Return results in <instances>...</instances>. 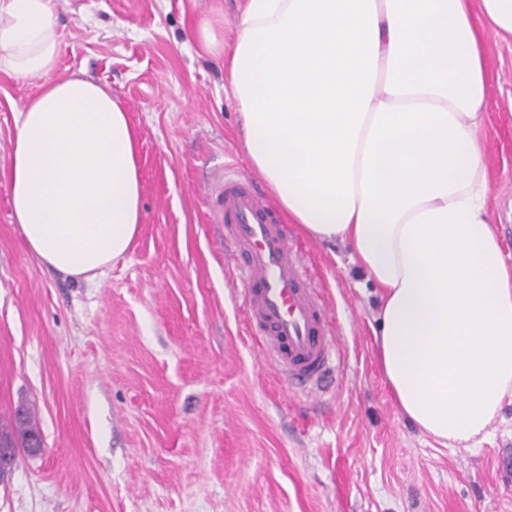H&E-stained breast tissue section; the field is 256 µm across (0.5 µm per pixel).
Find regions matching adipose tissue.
I'll use <instances>...</instances> for the list:
<instances>
[{
	"label": "adipose tissue",
	"mask_w": 512,
	"mask_h": 512,
	"mask_svg": "<svg viewBox=\"0 0 512 512\" xmlns=\"http://www.w3.org/2000/svg\"><path fill=\"white\" fill-rule=\"evenodd\" d=\"M512 0H246L230 59L248 158L312 239L379 292L378 358L405 417L476 448L512 401V268L486 215L481 25ZM54 0H0V67L40 78L15 113L12 217L48 269L104 273L142 220L128 116L52 79Z\"/></svg>",
	"instance_id": "ef3b65f1"
}]
</instances>
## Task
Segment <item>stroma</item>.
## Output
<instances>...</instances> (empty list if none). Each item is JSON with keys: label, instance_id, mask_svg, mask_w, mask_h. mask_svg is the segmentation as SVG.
Returning <instances> with one entry per match:
<instances>
[{"label": "stroma", "instance_id": "stroma-1", "mask_svg": "<svg viewBox=\"0 0 512 512\" xmlns=\"http://www.w3.org/2000/svg\"><path fill=\"white\" fill-rule=\"evenodd\" d=\"M244 2L56 0L53 76L120 102L142 178L131 252L89 280L44 268L13 222L14 113L39 81L0 70V421L29 408L44 444L0 478V512H512V402L477 448L406 419L377 358L379 296L346 245L290 227L339 338L325 389L291 390L260 353L208 203L228 170L268 189L224 60L195 35L218 22L232 51ZM481 37L487 209L512 267V38Z\"/></svg>", "mask_w": 512, "mask_h": 512}]
</instances>
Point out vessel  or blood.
Listing matches in <instances>:
<instances>
[{"mask_svg":"<svg viewBox=\"0 0 512 512\" xmlns=\"http://www.w3.org/2000/svg\"><path fill=\"white\" fill-rule=\"evenodd\" d=\"M210 210L237 252V277L263 353L304 392L320 388L332 370L329 312L304 275L301 250L247 178L218 179Z\"/></svg>","mask_w":512,"mask_h":512,"instance_id":"1","label":"vessel or blood"}]
</instances>
